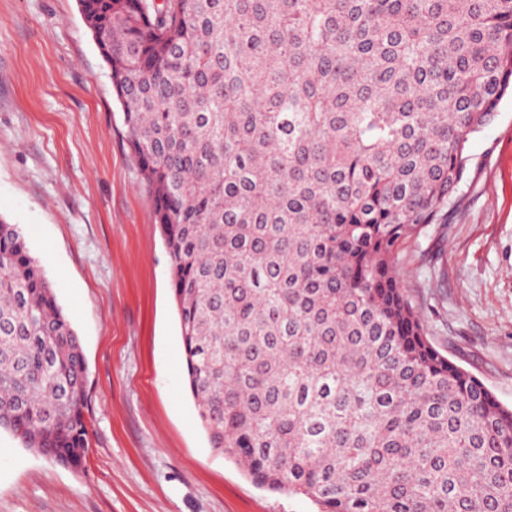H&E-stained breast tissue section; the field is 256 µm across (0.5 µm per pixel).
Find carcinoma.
Wrapping results in <instances>:
<instances>
[{"mask_svg": "<svg viewBox=\"0 0 512 512\" xmlns=\"http://www.w3.org/2000/svg\"><path fill=\"white\" fill-rule=\"evenodd\" d=\"M170 257L214 451L320 512H512V408L431 342L399 245L512 87V0H79ZM80 339L0 218V428L86 457Z\"/></svg>", "mask_w": 512, "mask_h": 512, "instance_id": "carcinoma-1", "label": "carcinoma"}]
</instances>
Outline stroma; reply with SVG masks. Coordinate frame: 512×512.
Returning <instances> with one entry per match:
<instances>
[{
  "instance_id": "35a3bbf8",
  "label": "stroma",
  "mask_w": 512,
  "mask_h": 512,
  "mask_svg": "<svg viewBox=\"0 0 512 512\" xmlns=\"http://www.w3.org/2000/svg\"><path fill=\"white\" fill-rule=\"evenodd\" d=\"M448 221L407 239L433 344L512 407V95L470 141ZM0 218L87 362L89 448L61 466L0 429V512H318L215 452L187 390L170 258L78 0H0Z\"/></svg>"
}]
</instances>
